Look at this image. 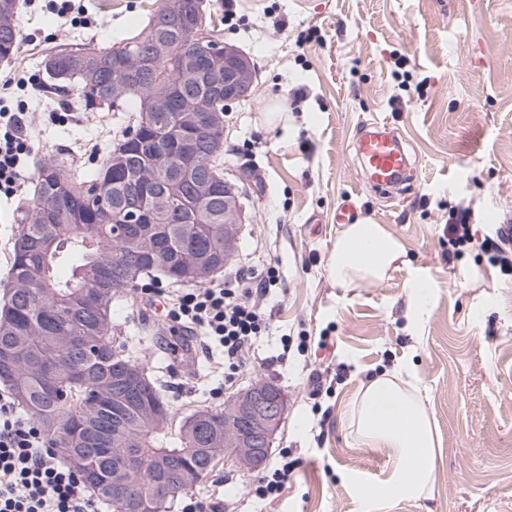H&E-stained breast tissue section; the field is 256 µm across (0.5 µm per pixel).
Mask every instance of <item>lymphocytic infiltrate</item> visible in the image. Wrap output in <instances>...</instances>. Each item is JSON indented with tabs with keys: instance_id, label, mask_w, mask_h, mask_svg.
Segmentation results:
<instances>
[{
	"instance_id": "f902f5d3",
	"label": "lymphocytic infiltrate",
	"mask_w": 512,
	"mask_h": 512,
	"mask_svg": "<svg viewBox=\"0 0 512 512\" xmlns=\"http://www.w3.org/2000/svg\"><path fill=\"white\" fill-rule=\"evenodd\" d=\"M30 151L23 122L0 113V192L14 193ZM281 281L279 268L257 271L234 266L224 280L177 294L163 307L168 323L188 335L204 333L224 356V380L245 366L257 337L268 333L267 294ZM0 512H101L85 492L80 473L64 462L43 429L17 409L11 393H0Z\"/></svg>"
}]
</instances>
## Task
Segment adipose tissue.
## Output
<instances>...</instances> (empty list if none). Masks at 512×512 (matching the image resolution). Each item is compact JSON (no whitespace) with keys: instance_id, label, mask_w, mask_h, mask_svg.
I'll list each match as a JSON object with an SVG mask.
<instances>
[{"instance_id":"ef3b65f1","label":"adipose tissue","mask_w":512,"mask_h":512,"mask_svg":"<svg viewBox=\"0 0 512 512\" xmlns=\"http://www.w3.org/2000/svg\"><path fill=\"white\" fill-rule=\"evenodd\" d=\"M405 255L401 239L386 225H344L328 259L327 272L340 288H362L383 281ZM399 375L371 381L353 406L351 425L369 447L384 449L389 474L379 496L411 500L429 488L439 443L417 386L401 387Z\"/></svg>"}]
</instances>
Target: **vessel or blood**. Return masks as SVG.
I'll use <instances>...</instances> for the list:
<instances>
[{
	"mask_svg": "<svg viewBox=\"0 0 512 512\" xmlns=\"http://www.w3.org/2000/svg\"><path fill=\"white\" fill-rule=\"evenodd\" d=\"M357 154L370 187L392 193L406 180L409 160L401 137L387 122L364 127L357 139Z\"/></svg>",
	"mask_w": 512,
	"mask_h": 512,
	"instance_id": "1",
	"label": "vessel or blood"
}]
</instances>
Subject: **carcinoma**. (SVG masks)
<instances>
[{
	"mask_svg": "<svg viewBox=\"0 0 512 512\" xmlns=\"http://www.w3.org/2000/svg\"><path fill=\"white\" fill-rule=\"evenodd\" d=\"M185 5L188 19L181 26H169L159 9L148 18L146 34L123 40L122 51L149 58L144 75L116 70L112 51L81 41L66 43L47 57L55 63L48 74L53 86L76 88L90 111L113 106L112 84L120 80L129 84L131 98L144 88L147 97L160 102L150 125L138 119L137 140L123 146L115 142L97 171L75 173L66 157L43 162L21 211L8 271L15 306L9 317H0V348L18 354L15 379L9 384L17 404L45 429L68 460L75 435L85 430L88 400L106 398L108 408L99 426L109 431L114 404L124 401L122 391L112 382V300L135 287L143 275L158 272L183 282L191 262L222 270L228 261L224 199H208L194 185L185 186V193L198 203L192 223L185 222L179 206L161 190L152 194L145 222L130 233H115V211L107 214L96 205L98 195L115 207L120 205L127 190L124 153L135 150L146 137H158L162 143L163 152L153 156L158 172L167 178L181 175L177 135L194 126L195 115L182 109L180 98L188 92L206 97L203 86H184L183 72L203 49L221 44L213 35L203 0H185ZM198 31L207 35L208 42H198ZM17 47L16 13L1 12L0 59L14 55ZM214 141L217 149L196 160L207 175L224 168V131L216 132ZM62 266L70 271L65 279L58 274ZM105 280L111 293L104 310H88L86 295ZM117 348L121 362L143 372L145 402L122 407L120 432L100 450L96 466L110 479L127 449H142L143 466L131 481L150 500L157 498L155 474L162 463L176 454L188 455L189 478L173 485V492L163 497L165 504L210 473L211 457L203 451L208 442L198 431L185 429L188 415L178 420L171 411L169 421L163 423L148 413L153 405L169 406L168 399L125 345L120 343ZM81 368L93 376L83 387L74 384Z\"/></svg>",
	"mask_w": 512,
	"mask_h": 512,
	"instance_id": "carcinoma-1",
	"label": "carcinoma"
}]
</instances>
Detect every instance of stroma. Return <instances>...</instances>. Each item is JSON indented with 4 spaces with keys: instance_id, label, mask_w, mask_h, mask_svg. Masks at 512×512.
<instances>
[{
    "instance_id": "stroma-1",
    "label": "stroma",
    "mask_w": 512,
    "mask_h": 512,
    "mask_svg": "<svg viewBox=\"0 0 512 512\" xmlns=\"http://www.w3.org/2000/svg\"><path fill=\"white\" fill-rule=\"evenodd\" d=\"M77 23L48 0H17V56L0 60V112L28 114L31 152L16 193L0 194V292L8 284L20 206L39 163L69 157L99 167L134 112L85 111L76 90L46 98L45 57L79 39L110 49L140 33L161 0H75ZM219 38L251 61L253 84L230 102L224 167L238 180L247 220L232 264L278 263L282 286L267 301L272 329L254 345L232 385L198 344L169 352L178 333L161 304L135 291L112 304V338L156 374L173 411L220 409L248 385L270 382L287 409L268 452L300 461L274 502L249 497L253 470L218 465L194 491L228 501L233 512H512V271L491 265L483 241L512 220V0H206ZM246 17L233 29L225 8ZM285 30L273 28V19ZM316 38L302 41V34ZM405 56L422 92L393 78ZM23 86L4 87L5 78ZM303 90L298 109L289 103ZM380 119L403 137L411 171L389 196L363 181L354 142ZM256 137L249 155L236 144ZM352 198L362 218L384 224L407 249L381 283L348 292L326 267L337 206ZM468 210L472 242L449 257L448 224ZM437 285L430 312L409 333L407 281L414 269ZM293 347L279 360L283 339ZM410 363L439 439L429 494L375 498L387 454L349 426L368 382ZM223 386L220 397L210 390Z\"/></svg>"
}]
</instances>
